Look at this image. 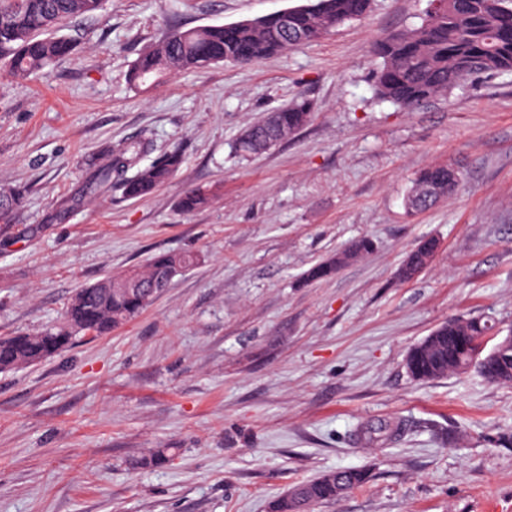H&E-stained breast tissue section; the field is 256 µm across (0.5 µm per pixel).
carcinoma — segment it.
Returning a JSON list of instances; mask_svg holds the SVG:
<instances>
[{
    "mask_svg": "<svg viewBox=\"0 0 512 512\" xmlns=\"http://www.w3.org/2000/svg\"><path fill=\"white\" fill-rule=\"evenodd\" d=\"M372 0H308L288 10L292 20L280 21L258 16L238 22L239 38L253 50L249 61L236 56L235 47L224 41V26L178 28L163 40L147 47L134 62L130 83L149 88L171 75L215 63L253 64L293 47L319 40L339 25L363 18ZM103 0H0V65L8 74L26 81L48 73L59 58L76 54L75 41L53 33L63 23L101 10ZM380 59L372 72L374 96L380 102L400 107H417L446 93L473 76L493 77L512 73V0H446L435 10L424 12L421 22L375 44ZM312 104L300 98L287 107L268 113L248 127L237 143V152L252 157L271 150L288 139L312 118ZM141 152L127 145L96 174L103 185L120 176L119 186L130 199L152 194L167 182L182 164L180 150L173 149L152 164L125 177V169ZM461 183V174L449 165L430 166L417 176L406 196L412 212L430 208ZM209 188L186 191L179 201L185 212L209 204ZM24 196L14 187L0 188V219L23 206ZM369 239H360L333 261L311 267L306 277L319 280L331 276L347 260L353 261L372 250ZM434 256L426 239L404 259L399 277L410 280ZM189 253H162L143 269L119 276H106L77 291L69 300L64 322L54 328L0 337V372L40 363L76 339L104 336L127 325L150 307L169 287L167 277L193 265ZM496 323L480 316H458L437 326L405 356L408 375L419 382H431L450 374L476 371L485 381L512 385V329L498 330V341L487 346L485 338ZM168 448H153L136 464L142 467L170 462ZM367 468L334 470L298 485L300 494L290 501L273 499L270 512H312L313 506L340 498L366 484Z\"/></svg>",
    "mask_w": 512,
    "mask_h": 512,
    "instance_id": "cac0c4a2",
    "label": "carcinoma"
}]
</instances>
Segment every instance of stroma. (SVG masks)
Returning <instances> with one entry per match:
<instances>
[{"mask_svg":"<svg viewBox=\"0 0 512 512\" xmlns=\"http://www.w3.org/2000/svg\"><path fill=\"white\" fill-rule=\"evenodd\" d=\"M306 0H104L69 21L77 54L20 83L0 69V186L27 201L0 223V336L61 321L70 296L161 252L198 260L133 322L0 372V512H268L320 474L369 483L314 512H512V385L476 372L427 383L406 352L449 318L512 323V74L471 78L417 108L376 102V40L426 0H375L316 42L149 89L129 70L176 28ZM312 120L241 159L236 139L296 98ZM183 162L148 197L91 188L116 146ZM457 191L409 214L432 165ZM214 189L192 213L190 187ZM370 255L306 272L352 242ZM440 248L413 280L424 239ZM149 448L173 464L141 469ZM438 242H434V251L438 249ZM430 239H425L414 250H412L404 259L401 267L399 268V277L402 280H410L419 273L421 267L427 266L434 256Z\"/></svg>","mask_w":512,"mask_h":512,"instance_id":"1","label":"stroma"}]
</instances>
